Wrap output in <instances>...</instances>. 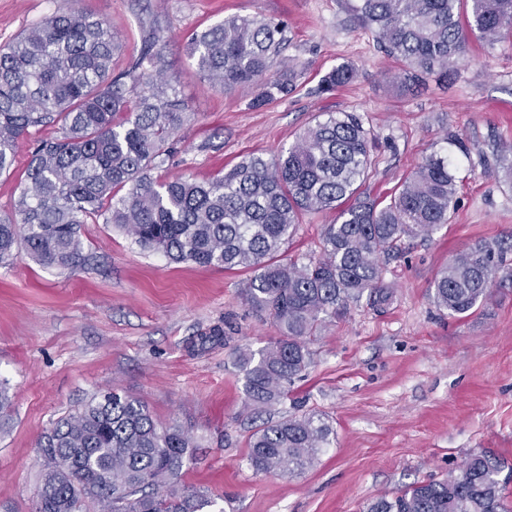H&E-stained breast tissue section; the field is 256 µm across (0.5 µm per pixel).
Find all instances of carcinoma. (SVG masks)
I'll use <instances>...</instances> for the list:
<instances>
[{"mask_svg":"<svg viewBox=\"0 0 512 512\" xmlns=\"http://www.w3.org/2000/svg\"><path fill=\"white\" fill-rule=\"evenodd\" d=\"M355 11L400 62L392 85L401 93L430 76H455L472 38L491 45L512 28V0H358ZM283 41L281 23L233 16L193 34L189 52L211 88L255 86L264 101L293 89L274 72ZM120 47L106 20L68 11L0 48V173L12 166L20 139L59 126V135L31 152L14 213L0 214V263L22 246L42 267L76 270L85 262L78 226L101 218L174 263L251 270L246 298L280 336L257 351L237 349L235 365L243 373L244 410L270 415L310 365L308 344L326 319L364 297L379 309L390 303L379 258L404 238L448 223L455 194L448 157H427L381 207L356 196L371 166L369 133L356 116L330 113L276 158L251 154L205 182L158 183L151 171L170 154L187 106L158 85L167 48L158 30L144 35L127 71L112 77ZM353 77L351 65H338L322 77L320 92ZM132 90L139 91L133 109ZM329 209L337 210L336 223L326 225L319 260L300 267L274 261L300 215ZM502 268L503 247L476 243L436 275L437 306L468 315ZM331 433L314 414L271 418L249 438V464L257 473L300 474ZM39 447L45 473L36 512H84L89 503L99 512L216 506L201 490H176L196 444L179 425L158 426L137 398L96 395L55 422ZM511 482L512 463L482 450L458 472L378 497L365 512H512Z\"/></svg>","mask_w":512,"mask_h":512,"instance_id":"obj_1","label":"carcinoma"}]
</instances>
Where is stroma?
<instances>
[{"mask_svg":"<svg viewBox=\"0 0 512 512\" xmlns=\"http://www.w3.org/2000/svg\"><path fill=\"white\" fill-rule=\"evenodd\" d=\"M356 2L0 0V46L58 10L106 18L122 42L116 75L140 56L145 30L161 29L164 84L188 117L152 172L158 180L204 181L249 154H277L330 112L355 114L373 137L360 195L387 202L434 153L448 156L456 177L450 223L381 261L391 304H350L310 343L312 362L284 409L322 416L332 434L294 477L255 472L247 459L263 420L243 410L234 352L279 334L245 299L251 271L171 262L99 220L79 227L88 257L80 269L44 268L23 253L0 265V383L12 395L0 429V512H34L40 436L108 388L139 398L159 424L189 430L198 446L182 483L207 490L224 512H363L372 499L446 478L472 453L512 459V31L491 45L472 41L453 80L430 78L405 94L388 79L398 62L361 24ZM236 15L283 24L288 96L258 106L256 88L219 91L199 76L189 38ZM342 63L353 80L320 93L322 76ZM55 134L48 127L18 142L0 174V212L13 211L36 140ZM335 220L332 210L300 216L278 261L318 259ZM480 241L507 248L505 266L468 316H448L433 301L434 278ZM226 323L233 343L208 341Z\"/></svg>","mask_w":512,"mask_h":512,"instance_id":"stroma-1","label":"stroma"}]
</instances>
